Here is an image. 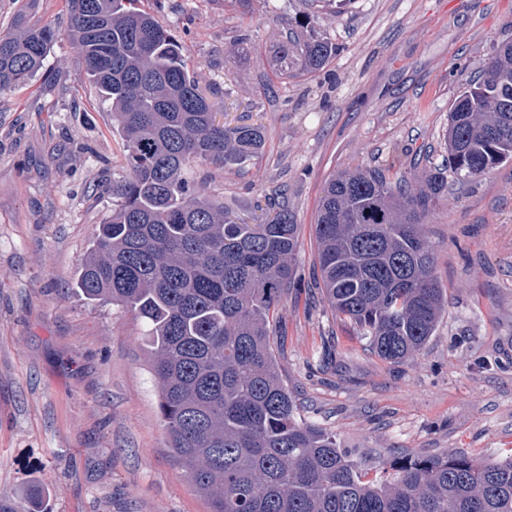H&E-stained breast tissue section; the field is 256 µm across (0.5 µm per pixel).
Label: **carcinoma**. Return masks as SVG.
<instances>
[{
    "instance_id": "obj_1",
    "label": "carcinoma",
    "mask_w": 512,
    "mask_h": 512,
    "mask_svg": "<svg viewBox=\"0 0 512 512\" xmlns=\"http://www.w3.org/2000/svg\"><path fill=\"white\" fill-rule=\"evenodd\" d=\"M34 2L22 0L14 26L0 30V97L32 79L57 39L54 26L29 21ZM137 2L66 0L79 79L110 104L127 167L75 286L144 323L168 448L210 512H512V454L497 462L390 455L370 477L335 433L297 419L272 328L300 282L298 225L284 205L262 224L234 219L189 175L194 164L251 161L264 129L217 121L180 41ZM290 45L283 53L300 74L336 54L315 31ZM445 148L461 184L512 160L511 43L463 84ZM446 191L435 167L412 191L371 168L341 173L323 191L315 224L323 298L381 361L421 350L448 309L425 230ZM403 271L413 287L396 283Z\"/></svg>"
}]
</instances>
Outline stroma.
I'll use <instances>...</instances> for the list:
<instances>
[{
    "instance_id": "1",
    "label": "stroma",
    "mask_w": 512,
    "mask_h": 512,
    "mask_svg": "<svg viewBox=\"0 0 512 512\" xmlns=\"http://www.w3.org/2000/svg\"><path fill=\"white\" fill-rule=\"evenodd\" d=\"M184 46L217 118L256 123L262 155L193 170L245 221L281 197L298 225L301 286L283 300L278 363L306 422L366 467L405 452L512 453V162L449 180L427 217L448 310L399 364L372 356L316 282L314 224L332 175L385 167L413 179L445 164L448 110L493 47L512 0H143ZM314 29L336 53L285 77L280 47ZM238 42L239 55L224 48ZM126 174L112 112L79 79L59 34L43 69L0 98V491L47 512H209L167 448L141 320L73 291Z\"/></svg>"
}]
</instances>
